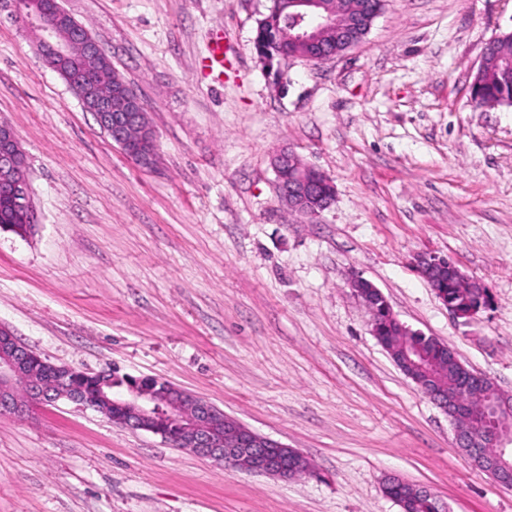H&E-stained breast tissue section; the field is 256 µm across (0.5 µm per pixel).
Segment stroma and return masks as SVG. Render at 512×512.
<instances>
[{
	"label": "stroma",
	"mask_w": 512,
	"mask_h": 512,
	"mask_svg": "<svg viewBox=\"0 0 512 512\" xmlns=\"http://www.w3.org/2000/svg\"><path fill=\"white\" fill-rule=\"evenodd\" d=\"M59 2L140 94L158 157L128 158L0 10V122L36 213L30 236L0 231V326L49 362L204 397L313 473L250 475L61 401L0 414V512H401L393 476L447 512H512L347 285L512 394V107L470 95L512 0H386L343 56L291 61L283 92L253 49L269 0ZM219 36L218 79L201 60ZM283 147L330 178L319 218L279 204ZM423 252L492 305L451 315ZM414 266L416 267L417 272L422 276V278L428 282L431 288H446L440 287L435 283V280L429 277L427 274L433 273L439 270L447 269L448 272L453 275L455 278L460 279L464 285L468 286V288H448V293L446 294V290L443 292L438 289L435 290L436 295L440 294L438 298L448 307V310L456 316H459L456 310L463 314L462 317H468L469 315H473L474 311L465 316L471 310L477 311L481 305L480 295L477 294V289L480 290L482 296L485 295V286L475 280H469L457 266L456 262L452 260H448L447 256H437L429 253H421L415 256L414 258ZM451 305L456 310L448 306Z\"/></svg>",
	"instance_id": "35a3bbf8"
}]
</instances>
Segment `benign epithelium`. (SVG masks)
Listing matches in <instances>:
<instances>
[{
  "label": "benign epithelium",
  "mask_w": 512,
  "mask_h": 512,
  "mask_svg": "<svg viewBox=\"0 0 512 512\" xmlns=\"http://www.w3.org/2000/svg\"><path fill=\"white\" fill-rule=\"evenodd\" d=\"M323 0H275V7L261 20L254 47L260 60L276 64V70L293 58L320 62L326 57L316 53L321 36L336 33V38L348 50L362 41L358 24L340 17L335 9L322 5ZM15 20L35 33L37 50L47 64L61 78L84 109L95 115L100 128L107 133L121 149H126L127 141L136 126L131 123L132 113L112 110V95L100 87H89L82 81L80 73L86 66L103 69L107 79H112V63L98 42L68 12L59 9L47 12L37 0H16ZM283 31L286 41L295 43L304 53H290L282 49L273 54L262 36L269 31ZM289 162L292 175L285 178L280 173L283 162ZM28 159L22 150L14 129L0 124V183L9 186L14 207L24 221H36L31 201L30 185L27 179ZM276 174L275 188L278 200L288 211L307 217H317L332 202L328 187L330 179L312 166L295 162V155L281 150L273 156ZM414 266L428 284L436 288L438 284L429 274L448 270L455 278L470 288L485 293V286L468 279L456 262L446 256L421 253L415 256ZM31 363L45 365L51 374L61 381H71V367L56 365L43 360L36 353L22 345L13 333L0 327V413L22 415L38 407L52 405L61 399L97 409V405L87 400L84 391L72 385L58 394H49L42 386L30 389L27 403L19 404L13 398L12 386L16 376ZM161 402L169 406L187 405L194 409V415L181 424L184 447L199 456L218 464L239 462L242 471L249 474H264L282 479L293 477L288 466V456H296L299 451L260 435L242 425L202 397L174 385L158 395H151L140 384L130 386L120 398L112 400L114 418L119 425L131 430H141L168 439V436L152 426ZM438 404L448 413V419L455 423L457 446L481 454L483 448H495L497 452L482 459V471L489 474L497 484L512 489V471L507 458H512V405L508 402L491 401L479 422H458L467 414V405L457 397L437 399ZM224 423V432L215 430L217 422Z\"/></svg>",
  "instance_id": "7a95c632"
}]
</instances>
